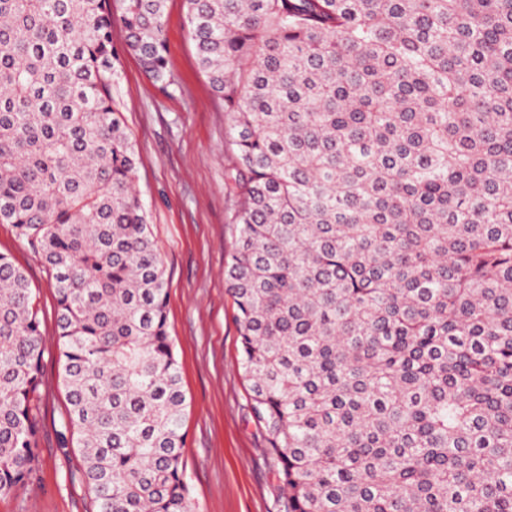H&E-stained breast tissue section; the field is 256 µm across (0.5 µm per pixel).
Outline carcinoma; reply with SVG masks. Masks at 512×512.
<instances>
[{
  "label": "carcinoma",
  "mask_w": 512,
  "mask_h": 512,
  "mask_svg": "<svg viewBox=\"0 0 512 512\" xmlns=\"http://www.w3.org/2000/svg\"><path fill=\"white\" fill-rule=\"evenodd\" d=\"M224 103L225 283L283 512H512V0H186ZM165 0H0V223L50 272L60 446L93 512H196L162 260L112 100ZM0 254V498L46 336Z\"/></svg>",
  "instance_id": "1"
}]
</instances>
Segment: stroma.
<instances>
[{"mask_svg":"<svg viewBox=\"0 0 512 512\" xmlns=\"http://www.w3.org/2000/svg\"><path fill=\"white\" fill-rule=\"evenodd\" d=\"M170 80L150 79L124 33L112 29L121 54L112 98L135 143L138 186L166 268L168 326L186 394V478L198 512H281L268 435L252 410L240 364V343L224 266L237 227L235 201L224 190L234 163L226 144L224 106L200 71L188 35L184 0H167L164 15ZM0 253L30 279L45 336L56 334L53 282L39 256L0 223ZM42 461L34 480L0 499V512H90L87 486L74 478L77 453L63 454L55 423L65 394L53 351L43 360Z\"/></svg>","mask_w":512,"mask_h":512,"instance_id":"obj_1","label":"stroma"}]
</instances>
